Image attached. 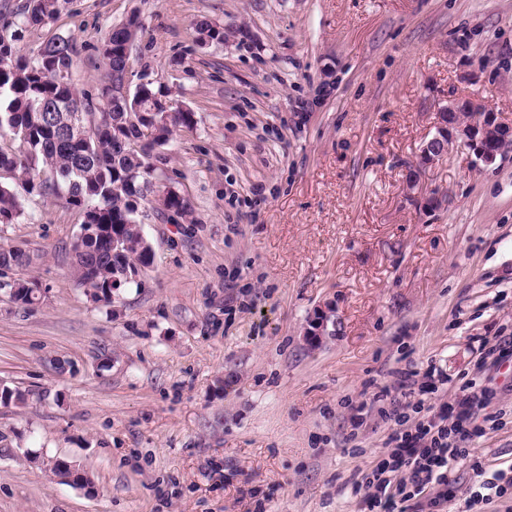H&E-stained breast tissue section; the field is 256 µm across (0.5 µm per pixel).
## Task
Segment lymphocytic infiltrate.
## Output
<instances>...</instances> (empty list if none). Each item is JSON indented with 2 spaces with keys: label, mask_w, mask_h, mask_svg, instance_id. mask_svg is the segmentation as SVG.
Returning a JSON list of instances; mask_svg holds the SVG:
<instances>
[{
  "label": "lymphocytic infiltrate",
  "mask_w": 512,
  "mask_h": 512,
  "mask_svg": "<svg viewBox=\"0 0 512 512\" xmlns=\"http://www.w3.org/2000/svg\"><path fill=\"white\" fill-rule=\"evenodd\" d=\"M398 388L409 401L410 413H418L420 419L410 423V413L397 410L390 417L395 424L390 435L393 448L372 470L366 497L369 507L382 512H395L398 503L430 490L436 500L447 499L448 465L468 456V443L483 431L478 417L491 395L483 387L454 403L434 407L426 398L435 393V385L415 384L409 372L401 373Z\"/></svg>",
  "instance_id": "f902f5d3"
}]
</instances>
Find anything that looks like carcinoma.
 Segmentation results:
<instances>
[{"label":"carcinoma","mask_w":512,"mask_h":512,"mask_svg":"<svg viewBox=\"0 0 512 512\" xmlns=\"http://www.w3.org/2000/svg\"><path fill=\"white\" fill-rule=\"evenodd\" d=\"M60 0H24L18 13L24 26H46L58 15ZM140 26L129 21L103 42L108 72L115 80L125 69L126 45L139 36ZM15 35L0 34V138L17 140L24 150L9 153L0 147V169L20 181L24 195L0 182V223L10 224L23 214L24 198L53 193L78 209L84 224H96L100 234L86 236L73 246L78 260L72 277L96 301L113 303L112 289L129 282L131 273L150 262V248L137 220L139 201L150 193V159L165 146L177 127L191 128L193 114L176 112L144 140L143 112L165 110L149 84L137 87L128 101H112V85L102 92L108 111L91 112L70 75L74 65L70 40L50 38L35 58L18 55ZM75 122L76 132L65 136L54 127ZM157 207L184 216L188 209L176 194L156 200ZM0 262L16 268L29 264L24 252L0 248Z\"/></svg>","instance_id":"1"}]
</instances>
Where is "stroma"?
<instances>
[{
	"label": "stroma",
	"mask_w": 512,
	"mask_h": 512,
	"mask_svg": "<svg viewBox=\"0 0 512 512\" xmlns=\"http://www.w3.org/2000/svg\"><path fill=\"white\" fill-rule=\"evenodd\" d=\"M131 19V86L193 114L151 161L191 215L143 204L151 262L111 306L70 276L77 209L48 194L0 225L31 257L10 277L43 290L0 292V384L28 394L0 404V512H363L398 374L433 369L448 398L493 390L439 511L469 512L512 469V361L480 362L512 336V148L486 164L456 141L407 177L448 98L512 126V0H66L16 46L69 39L96 110L101 45Z\"/></svg>",
	"instance_id": "stroma-1"
}]
</instances>
